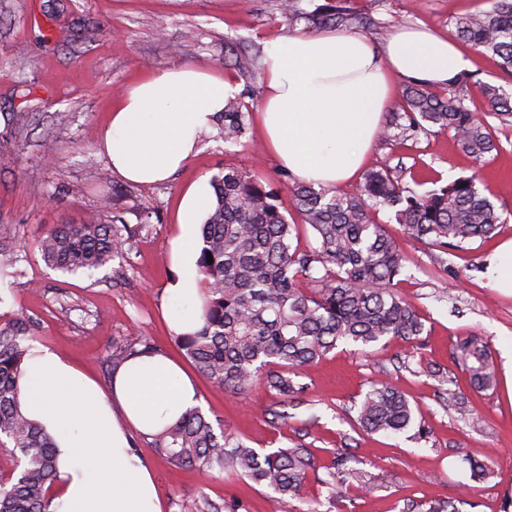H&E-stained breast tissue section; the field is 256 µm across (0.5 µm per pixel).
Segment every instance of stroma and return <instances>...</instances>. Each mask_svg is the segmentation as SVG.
Returning a JSON list of instances; mask_svg holds the SVG:
<instances>
[{"mask_svg": "<svg viewBox=\"0 0 512 512\" xmlns=\"http://www.w3.org/2000/svg\"><path fill=\"white\" fill-rule=\"evenodd\" d=\"M381 28L369 31L384 45L400 26L447 30L455 17L487 9V0H356ZM304 21L288 22L280 0H0V132L12 113L26 112L28 125L0 139V224L15 227L22 243L20 276L0 277V311L20 312L36 325L35 346L58 352L82 373L109 389V347L139 335L150 339L193 382L200 405L213 423L257 449L309 448L318 466L333 451L350 448L356 466L371 477L369 490L349 484L338 504L309 479L296 512H407L408 503L429 506L467 496L474 512H500L512 493V388L505 378L476 392L456 359L460 338L481 337L495 367L512 347V296L486 285V257L499 239L512 237V125L495 124L498 152L481 160L460 149L453 132L432 131L418 139H376L368 168H390L429 191L432 173L451 179L478 173L480 188L502 211L493 237L442 252L405 237L391 211L374 218L408 256L397 285L416 307L425 330L417 340L381 342L360 350L341 345L318 363L298 369L304 394L283 398L256 383L244 391L215 386L184 356L170 329L175 313L166 285L172 276L170 242L177 234L183 190L227 168H245L279 191L281 211L295 219L290 184L263 146L258 126L245 144L227 147L207 134L198 153L168 181L144 186L114 173L98 147L112 103L151 69L185 64L223 69L224 45L266 47L277 37L303 32ZM70 116L59 124L58 113ZM111 199L127 223L140 211L157 210L160 220L142 233L123 264L88 275H64L41 260L37 242L55 224L81 222ZM441 377H434V370ZM390 380L421 412L430 437L368 434L355 422L356 405L377 377ZM482 417L480 427L459 420L455 397ZM132 443L158 476L164 512H211L231 496L239 512H284L271 490L251 487L227 470L202 472L171 464L139 432ZM483 460L492 477L473 484L467 458Z\"/></svg>", "mask_w": 512, "mask_h": 512, "instance_id": "stroma-1", "label": "stroma"}]
</instances>
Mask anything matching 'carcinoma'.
I'll list each match as a JSON object with an SVG mask.
<instances>
[{"label":"carcinoma","mask_w":512,"mask_h":512,"mask_svg":"<svg viewBox=\"0 0 512 512\" xmlns=\"http://www.w3.org/2000/svg\"><path fill=\"white\" fill-rule=\"evenodd\" d=\"M489 2L487 10L455 18L448 33L495 59L512 76V0ZM297 4L282 0V13L290 21L305 20L308 31L368 30L379 24L360 12L354 0H324L308 12ZM227 53L242 76L258 69V54L236 46ZM468 78L466 73L457 75L446 95L418 82L406 85L404 111L388 115L381 136L389 137L393 126L414 136L437 127L453 132L462 151L475 160L498 150L493 126L456 93ZM478 91L491 116L512 124V95L490 83L479 84ZM223 117L219 138L226 145L240 144L250 118L242 95L227 100ZM477 181L475 175L460 177L423 195L389 168L368 171L353 193L297 182L292 195L293 209L301 218L297 224L280 211L278 194L263 177L239 168L224 171L211 180L215 205L200 226L202 324L177 337L179 347L201 373L226 390L242 391L262 378L269 390L290 397L304 392L294 371L340 344L366 349L390 338L417 339L424 331L422 318L395 289L407 256L372 213L379 207L393 210L408 237L436 248L487 239L502 223V215ZM150 224L146 210L141 223L131 225L115 209L110 224L93 217L84 224L52 226L38 251L48 267L62 273L97 270L128 253ZM308 229L315 243L303 247L300 233ZM19 248L16 231L1 224L0 256L11 260ZM34 338V324L25 316L0 319V449L17 466L11 479L0 480V512H51L56 440L20 407L23 364ZM458 350L472 389L493 387L496 371L486 344L469 336ZM157 352L148 339L133 336L107 355L109 373L133 356ZM356 422L368 434L427 437L420 412L385 379L372 383L365 393ZM149 445L174 465L229 469L244 481L272 490L285 506L301 499L310 475L317 472L310 449L251 448L216 430L198 407L150 435ZM351 461L349 449L337 450L327 478L319 479L336 502L352 481L363 480L364 473L350 466Z\"/></svg>","instance_id":"cac0c4a2"}]
</instances>
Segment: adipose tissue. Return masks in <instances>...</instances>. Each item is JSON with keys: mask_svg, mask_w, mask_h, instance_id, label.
Instances as JSON below:
<instances>
[{"mask_svg": "<svg viewBox=\"0 0 512 512\" xmlns=\"http://www.w3.org/2000/svg\"><path fill=\"white\" fill-rule=\"evenodd\" d=\"M469 65L447 33L418 26L399 28L380 50L358 32L283 36L263 60L258 125L282 167L333 187L359 178L398 78L439 85ZM237 90L233 75L195 65L149 72L112 106L101 148L113 172L137 184L167 180L198 151ZM214 203L205 179L180 198L171 242L176 274L166 287L182 303L171 323L178 335L201 325L193 245ZM20 403L56 439L54 512H163L156 476L133 453L127 430L157 432L197 405L175 362L159 353L133 357L105 391L56 351L38 348L23 366Z\"/></svg>", "mask_w": 512, "mask_h": 512, "instance_id": "adipose-tissue-1", "label": "adipose tissue"}]
</instances>
